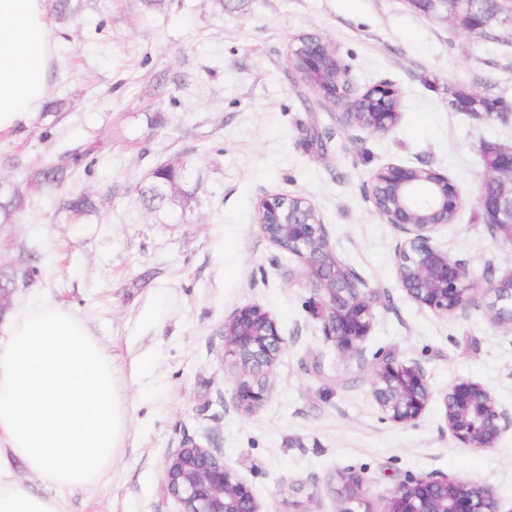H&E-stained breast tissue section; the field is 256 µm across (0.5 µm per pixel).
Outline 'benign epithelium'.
<instances>
[{
  "mask_svg": "<svg viewBox=\"0 0 512 512\" xmlns=\"http://www.w3.org/2000/svg\"><path fill=\"white\" fill-rule=\"evenodd\" d=\"M449 14L457 27L473 34L512 23L507 15L478 13L472 0H453ZM332 48L323 36L302 56L306 79L324 83L327 101L336 105L347 99V69L325 75L319 67L320 52ZM395 89L377 85L364 96L378 111L361 113L349 108L342 113L347 125L355 124L373 134L386 133L399 113L387 110V98ZM484 155L496 158L485 167L482 182L493 186V195L478 197L485 223L492 233L502 232L512 241V147L485 146ZM370 198L376 210L395 225L405 238L397 248V282L406 295L439 316L465 310L474 304L470 269L434 244V236L448 224V213H457L462 198L447 176L432 169L390 164L373 176ZM286 196L272 194L260 210L267 219L259 222L263 235L282 250L299 257L312 296L309 304L326 340L343 356L362 359L363 344L375 319L376 295L357 274L343 264L333 250L322 220L308 203L284 211ZM488 312L493 323L512 333V269L487 281ZM286 348L277 321L257 303L236 309L224 323V366L236 371L235 401L238 410L250 412L265 399L260 379L267 378ZM371 394L384 419L395 424L416 421L426 409L432 391L426 373L416 361H401L391 353L378 357L371 371ZM444 416L452 436L467 448H492L501 433L511 427L512 417L482 385L459 381L443 395ZM168 493L179 512H263L252 488L224 462V457L186 440L169 455L163 466ZM337 512H373L361 490V478L340 477ZM382 512H500L489 488L441 473L411 477L387 499Z\"/></svg>",
  "mask_w": 512,
  "mask_h": 512,
  "instance_id": "benign-epithelium-1",
  "label": "benign epithelium"
}]
</instances>
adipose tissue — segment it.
<instances>
[{"label": "adipose tissue", "instance_id": "1", "mask_svg": "<svg viewBox=\"0 0 512 512\" xmlns=\"http://www.w3.org/2000/svg\"><path fill=\"white\" fill-rule=\"evenodd\" d=\"M56 42L44 0H0V134L38 112ZM0 332V512H63L61 493L96 484L116 457L122 386L84 322L51 299ZM19 462L44 492L17 478Z\"/></svg>", "mask_w": 512, "mask_h": 512}]
</instances>
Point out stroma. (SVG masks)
I'll return each instance as SVG.
<instances>
[{"mask_svg": "<svg viewBox=\"0 0 512 512\" xmlns=\"http://www.w3.org/2000/svg\"><path fill=\"white\" fill-rule=\"evenodd\" d=\"M315 31L349 67L352 94L386 82L400 116L387 133L344 125L340 107L294 86L287 65L297 35ZM60 40L48 95L66 102L51 140L27 123L0 136V178L58 149L103 138L90 193L98 215L68 224L55 198L33 195L18 224L0 227V264L37 251L41 276L13 294V311L47 295L99 340L122 386L127 422L104 477L67 493L64 512H177L163 465L183 439L223 456L263 512H337L340 476L352 472L373 512L411 477L445 473L493 489L512 512V429L491 448L449 432L441 395L470 380L512 411V333L486 310L490 277L512 269V243L492 238L477 204L483 147L512 145V118L451 108L463 89L512 103V25L482 39L408 0H82ZM331 131L305 142L309 126ZM189 161L196 200L157 219L136 187L160 162ZM429 167L464 199L437 245L468 265L475 304L439 316L399 288L403 239L368 194L390 165ZM270 194L306 198L338 258L377 296L363 360L339 356L307 305L302 261L270 242L256 213ZM262 305L288 347L252 413L234 404L222 367L224 322ZM391 352L419 362L432 397L420 418L384 420L370 369Z\"/></svg>", "mask_w": 512, "mask_h": 512, "instance_id": "stroma-1", "label": "stroma"}]
</instances>
